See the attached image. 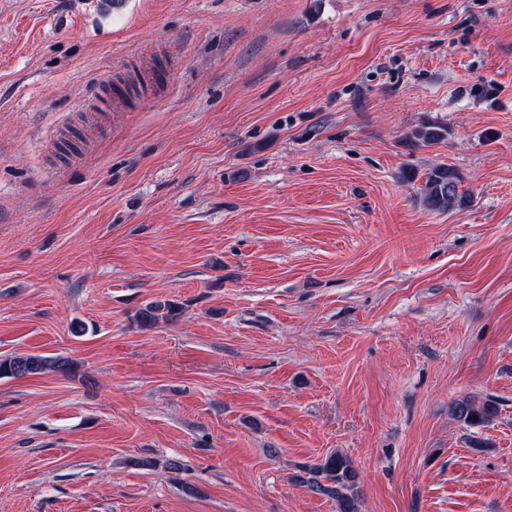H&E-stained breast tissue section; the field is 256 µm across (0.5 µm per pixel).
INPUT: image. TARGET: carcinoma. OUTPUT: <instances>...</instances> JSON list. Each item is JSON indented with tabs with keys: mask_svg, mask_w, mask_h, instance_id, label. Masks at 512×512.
I'll use <instances>...</instances> for the list:
<instances>
[{
	"mask_svg": "<svg viewBox=\"0 0 512 512\" xmlns=\"http://www.w3.org/2000/svg\"><path fill=\"white\" fill-rule=\"evenodd\" d=\"M446 126L427 122L409 130L405 140L412 146H428L445 139ZM461 182L456 169L446 163H437L424 173L421 187V202L430 211L445 213L468 202L465 193L459 191ZM183 305L172 301H156L146 304L135 313V322L144 328L161 321L180 316ZM76 365L62 356H46L39 353H16L0 356V379L24 378L47 372L72 374ZM450 415L457 421L474 428L484 426L496 415L495 403L487 401L477 404L462 398L449 407ZM358 474L351 460L340 452L332 453L316 464L304 465L296 475L311 492L326 496L336 502L337 512H360L358 498L354 493Z\"/></svg>",
	"mask_w": 512,
	"mask_h": 512,
	"instance_id": "1",
	"label": "carcinoma"
}]
</instances>
